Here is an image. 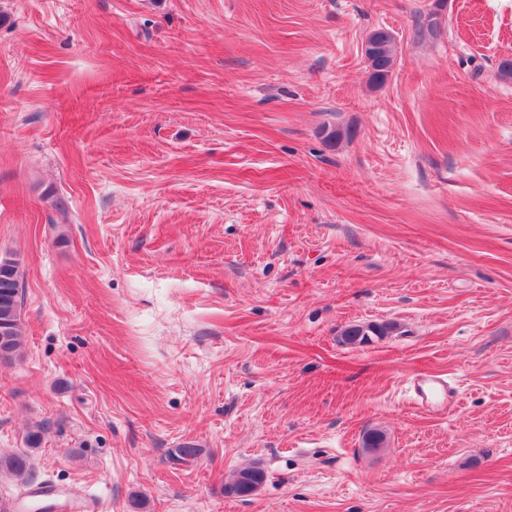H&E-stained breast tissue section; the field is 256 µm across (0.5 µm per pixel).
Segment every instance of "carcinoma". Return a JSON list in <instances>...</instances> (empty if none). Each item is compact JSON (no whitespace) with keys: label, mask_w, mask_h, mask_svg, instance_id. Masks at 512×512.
<instances>
[{"label":"carcinoma","mask_w":512,"mask_h":512,"mask_svg":"<svg viewBox=\"0 0 512 512\" xmlns=\"http://www.w3.org/2000/svg\"><path fill=\"white\" fill-rule=\"evenodd\" d=\"M446 0H435L433 9L425 14L424 22L420 25L419 38L433 37L439 33L438 16ZM396 55L395 39L384 41L382 56L375 58L370 52H365L372 80L381 84L386 81L392 71ZM20 263L12 258H0V361H11L18 356L24 345L21 327V306L23 285ZM397 330L393 322L358 324L352 330L339 333L338 342L349 346L370 345L376 339H381ZM44 427L34 425L26 435L27 448L23 451L0 456V475L19 482L30 488L35 485L37 473L31 462V451L37 449L43 437ZM265 475L263 470L247 467L238 470L233 476L224 481L223 493L226 498H243L255 494L263 485Z\"/></svg>","instance_id":"cac0c4a2"}]
</instances>
